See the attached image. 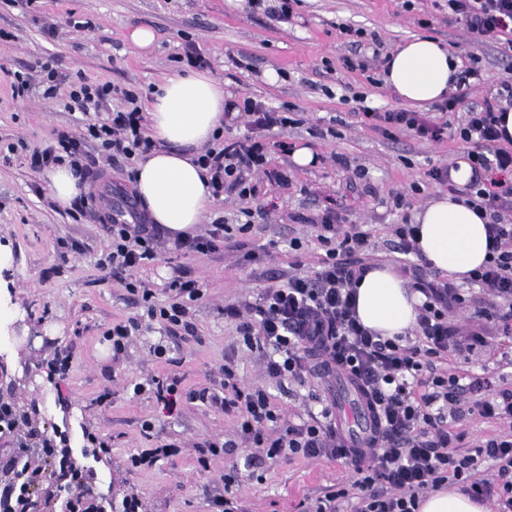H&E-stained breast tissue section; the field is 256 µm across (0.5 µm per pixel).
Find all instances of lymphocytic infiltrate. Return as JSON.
I'll return each mask as SVG.
<instances>
[{"mask_svg":"<svg viewBox=\"0 0 512 512\" xmlns=\"http://www.w3.org/2000/svg\"><path fill=\"white\" fill-rule=\"evenodd\" d=\"M448 11L472 34L498 39L512 33V0H448ZM477 74L467 69L457 79L456 92L437 104L435 112L387 111L363 108L362 123L383 133L396 129L438 142L448 134L470 143L474 167L489 172L476 195L489 211L487 227L491 254L473 280L483 296L477 317L483 330L512 335V147L499 146L497 129L500 105L512 106V79L502 81L496 97L473 104L466 88ZM69 99L83 113L97 112L108 100H121L120 109L107 118L88 124L84 133L56 128L45 147L33 151L28 164L33 171L70 160L83 179L111 185L113 172H126L128 163L152 147L143 130V110L131 90L111 85L71 83ZM248 133L237 140L217 142L199 155L198 164L210 174L213 196L236 192L249 201L258 196L252 174L264 170L270 148L291 153L293 147L280 141L269 144L271 128L287 126L283 111L246 96L233 104ZM463 116L458 126L445 121L448 113ZM79 212L90 213L106 233L110 248L102 267L114 272L140 268L158 255L161 245L157 225L137 202H130L127 218L108 212L99 195L80 201ZM311 227L325 255L310 274L289 275L286 285L266 289L259 304L245 309L228 308L237 318L236 330L251 349L268 351L265 373L276 380L304 383L310 376H340L355 380L369 399L379 430L367 446L347 445L336 435V405L321 400L319 414L309 421H283L268 393L259 386L239 384L232 366L224 368V395L192 392L194 400L237 414L236 439L208 443L199 465L209 457L224 456V495L216 499L221 512H244L233 494L240 466H254L257 459L301 455L346 460L354 467L347 483L324 496L303 500L301 512H339L338 500L354 499L352 512H418L419 498L427 490L448 482H463L478 496H495L496 512H512V382L504 378L477 376L462 383L459 374L439 365L459 332L449 315L465 302L457 287L428 277L413 268L410 287L423 295L415 332L420 344L407 346L382 339L365 329L355 315V288L372 265L365 254L367 234L359 225L345 224L338 207H327ZM223 220H214L203 235L175 238L176 253L215 254L230 235ZM169 302H154V292L142 281L127 285L129 293L148 305L150 318L187 326L189 305L202 296L196 280L176 276L169 284ZM497 387L494 400L483 399L486 388ZM476 415L496 424L497 429L467 453H457L464 431L457 425ZM22 421L11 403L0 401V512H29V503L42 491L45 481L66 476L71 448L50 439L30 443L17 437ZM251 454L238 459L239 443ZM493 463L501 486H492L479 475L484 463Z\"/></svg>","mask_w":512,"mask_h":512,"instance_id":"f902f5d3","label":"lymphocytic infiltrate"}]
</instances>
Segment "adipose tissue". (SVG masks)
Wrapping results in <instances>:
<instances>
[{
  "instance_id": "adipose-tissue-1",
  "label": "adipose tissue",
  "mask_w": 512,
  "mask_h": 512,
  "mask_svg": "<svg viewBox=\"0 0 512 512\" xmlns=\"http://www.w3.org/2000/svg\"><path fill=\"white\" fill-rule=\"evenodd\" d=\"M461 68L459 57L438 40L418 35L391 53L383 80L402 101L422 106L453 89ZM149 136L154 147L136 164L134 187L153 223L176 235L201 223L213 197L206 172L195 162L199 150L224 126V86L216 78L187 70L156 84L148 93ZM468 158L450 170L453 193L434 196L412 216L419 224V248L431 266L459 282L486 261L487 221L474 210ZM45 178L59 208H70L87 187L70 164L49 169ZM420 294L389 266L369 271L357 287L356 314L364 327L385 338L406 335L416 324ZM418 512H489L447 486L424 494Z\"/></svg>"
}]
</instances>
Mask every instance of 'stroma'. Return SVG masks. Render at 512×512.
<instances>
[{"label":"stroma","instance_id":"stroma-1","mask_svg":"<svg viewBox=\"0 0 512 512\" xmlns=\"http://www.w3.org/2000/svg\"><path fill=\"white\" fill-rule=\"evenodd\" d=\"M278 6L279 0H265L259 10L245 0H30L23 6L0 0V142L18 146L9 159L0 158V245L13 257L0 282L27 336L12 356L23 376L0 363V396L14 398L19 413L30 414L40 431L68 434L86 486L107 495L112 512H122L123 499L133 492L141 495L143 512H212L213 499L224 493V460L211 458L201 468L198 449L236 431L233 413L186 401L171 415L150 392H135V385L161 376L177 379L184 391L220 394L229 358L239 380L265 387L283 415L303 414L319 380L281 386L265 380L257 351L243 344L226 308L258 302L264 289L286 284L291 237L306 239L304 262L317 266L324 251L307 221L331 200L347 223L368 230L372 263L398 267L388 227L400 223L403 213L394 208L393 195L406 193L412 208L423 206L443 190L429 170L453 166L471 151L457 137L433 142L407 131L387 137L361 122L359 106L381 112L404 107L383 85L384 55L415 34L443 42L463 68L478 67L481 77L468 88L469 101L477 103L494 96L506 76L505 40L474 38L449 16L445 0H300L286 20L274 17ZM70 17L80 28L67 26ZM50 24L56 27L52 36L46 32ZM348 25L376 39L379 52L355 51L340 32ZM135 26L154 31L152 51L128 40ZM188 39L223 82L225 96L289 106L291 125L273 128L269 138L310 149L316 161L300 167L278 150L269 152V169L287 173L288 182L260 178L258 201L268 216L243 235L244 249L207 257L162 250L152 263L115 277L99 267L109 245L100 225L58 209L42 174L27 165L28 152L44 147L54 128L80 127V110L65 86L50 98L38 90L13 98L10 74L52 58L65 85L82 79L143 93L182 70L178 57ZM357 53L368 58L369 71L345 66V58ZM61 239L78 244L64 260L57 252ZM180 274L203 289L189 309V332L149 318L143 302L125 288L146 281L163 302L169 282ZM130 318L139 329L123 355L113 357L104 333ZM158 345L165 347L164 357L154 356ZM59 349L71 354L63 381L51 373ZM448 359L463 375L512 377V338L493 335L478 352L452 351ZM146 421L153 424L148 433L142 430ZM104 434L114 438L111 452H93L89 438ZM164 445L178 449L176 464L129 471L136 449ZM352 475V465L342 460L268 459L258 469H241L237 494L248 512H299L305 497L324 495Z\"/></svg>","mask_w":512,"mask_h":512}]
</instances>
